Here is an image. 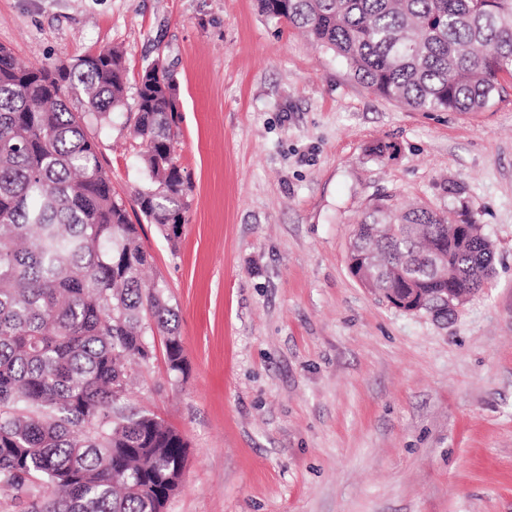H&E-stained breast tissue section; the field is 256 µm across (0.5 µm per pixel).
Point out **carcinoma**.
<instances>
[{
  "instance_id": "carcinoma-1",
  "label": "carcinoma",
  "mask_w": 512,
  "mask_h": 512,
  "mask_svg": "<svg viewBox=\"0 0 512 512\" xmlns=\"http://www.w3.org/2000/svg\"><path fill=\"white\" fill-rule=\"evenodd\" d=\"M261 13L343 58L375 94L426 112H482L512 77V0H257ZM125 53L25 66L0 46V490L25 512H165L187 442L156 415L127 407L128 364L164 340L170 374L185 372L166 285L147 281L141 224L172 241L189 207L174 157L176 78L149 65L136 82L131 139L145 148L132 205L112 191L93 129L125 107ZM355 225L374 253L369 287L400 288L406 267L428 292L479 291L493 274L478 224L470 244L425 208L379 229ZM445 263L430 261L431 248ZM45 482L54 493L33 498Z\"/></svg>"
}]
</instances>
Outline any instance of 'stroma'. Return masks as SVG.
<instances>
[{"label": "stroma", "instance_id": "obj_1", "mask_svg": "<svg viewBox=\"0 0 512 512\" xmlns=\"http://www.w3.org/2000/svg\"><path fill=\"white\" fill-rule=\"evenodd\" d=\"M0 45L36 66L116 46L129 83L159 56L177 78L189 209L176 243L152 224L141 243L187 372L156 354L128 396L188 442L166 512H512L511 78L485 111H418L256 0H0ZM125 121L98 134L127 200L144 173ZM384 199L492 242L452 319L350 275L353 227Z\"/></svg>", "mask_w": 512, "mask_h": 512}]
</instances>
